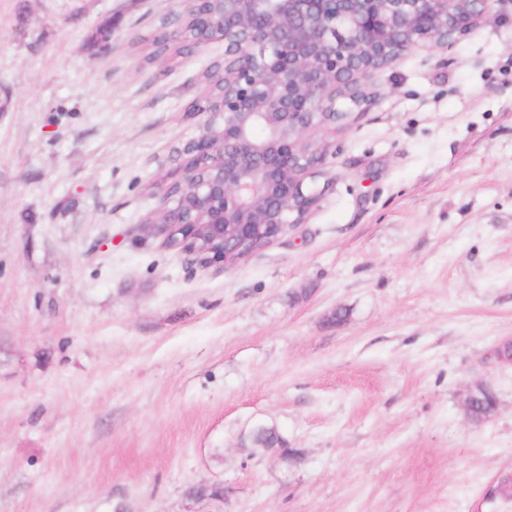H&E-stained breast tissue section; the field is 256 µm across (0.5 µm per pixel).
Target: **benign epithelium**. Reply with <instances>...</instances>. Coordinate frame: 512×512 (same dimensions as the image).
I'll return each instance as SVG.
<instances>
[{"label":"benign epithelium","mask_w":512,"mask_h":512,"mask_svg":"<svg viewBox=\"0 0 512 512\" xmlns=\"http://www.w3.org/2000/svg\"><path fill=\"white\" fill-rule=\"evenodd\" d=\"M209 8L201 45L224 40V87L219 109L205 114L202 134L186 154L209 162L201 180L181 175L183 165L158 185L161 206L143 226L180 251L203 232L216 245L203 267L239 260L260 237L270 242L301 223L316 206L318 160L328 145L310 137L350 116L341 98L365 102L371 75L405 52L436 51L477 25L497 0H184ZM477 383L463 399L472 422L486 421Z\"/></svg>","instance_id":"benign-epithelium-1"}]
</instances>
